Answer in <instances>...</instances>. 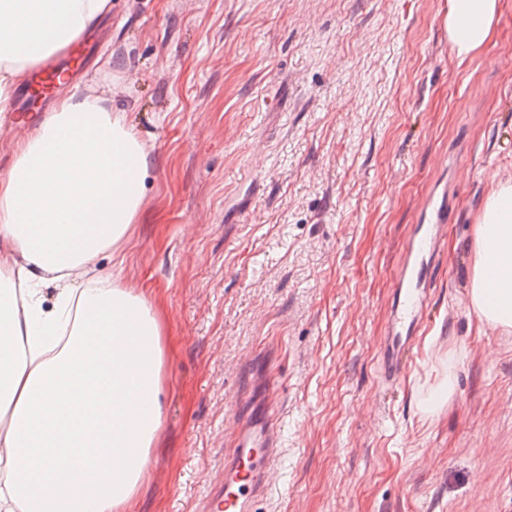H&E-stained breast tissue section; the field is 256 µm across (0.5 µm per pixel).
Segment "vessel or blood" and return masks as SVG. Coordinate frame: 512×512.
Returning <instances> with one entry per match:
<instances>
[{
    "mask_svg": "<svg viewBox=\"0 0 512 512\" xmlns=\"http://www.w3.org/2000/svg\"><path fill=\"white\" fill-rule=\"evenodd\" d=\"M74 50V44L69 43L63 46L61 53L46 54L39 59L29 90L14 97L7 120H15L17 113L25 111L33 88H42L49 94L59 83L69 79V71L59 67L58 59L60 54L70 55ZM453 211L449 195H442L432 203L426 227L402 244V263L393 279L390 322L381 346L386 380L401 377L404 357L426 319L430 290L440 262L442 233L447 230ZM281 448V433L271 408H264L238 425L234 446L224 457V476L209 489L202 512H252L274 480Z\"/></svg>",
    "mask_w": 512,
    "mask_h": 512,
    "instance_id": "obj_1",
    "label": "vessel or blood"
}]
</instances>
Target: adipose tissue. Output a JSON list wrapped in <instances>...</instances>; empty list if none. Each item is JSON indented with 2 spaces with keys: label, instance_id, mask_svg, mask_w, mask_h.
I'll list each match as a JSON object with an SVG mask.
<instances>
[{
  "label": "adipose tissue",
  "instance_id": "obj_1",
  "mask_svg": "<svg viewBox=\"0 0 512 512\" xmlns=\"http://www.w3.org/2000/svg\"><path fill=\"white\" fill-rule=\"evenodd\" d=\"M108 0H0V88L45 36L85 30ZM504 0H448L451 55L493 39ZM147 155L124 109L70 95L37 116L0 176V512H128L162 420L163 326L145 293L88 268L140 211ZM469 305L512 332V180L478 216ZM55 287L52 302L42 290Z\"/></svg>",
  "mask_w": 512,
  "mask_h": 512
}]
</instances>
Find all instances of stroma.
I'll use <instances>...</instances> for the list:
<instances>
[{
	"label": "stroma",
	"mask_w": 512,
	"mask_h": 512,
	"mask_svg": "<svg viewBox=\"0 0 512 512\" xmlns=\"http://www.w3.org/2000/svg\"><path fill=\"white\" fill-rule=\"evenodd\" d=\"M446 0H111L75 93L124 109L150 164L95 271L149 294L159 442L130 512H200L234 419L273 399L284 448L255 512H512V333L467 288L490 175L512 179V0L459 64ZM110 69H103L104 60ZM454 185L432 322L380 378L392 281ZM455 392L425 419L437 374Z\"/></svg>",
	"instance_id": "obj_1"
}]
</instances>
